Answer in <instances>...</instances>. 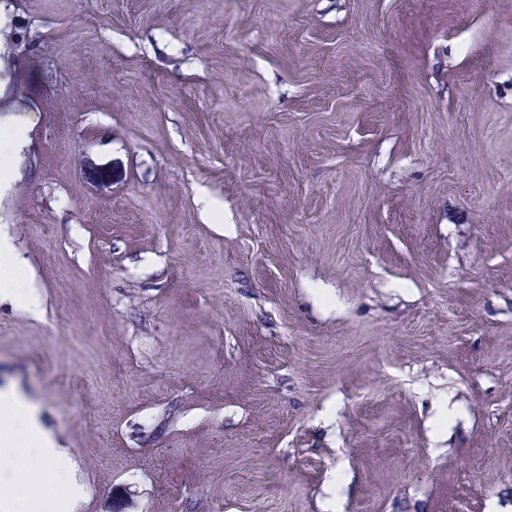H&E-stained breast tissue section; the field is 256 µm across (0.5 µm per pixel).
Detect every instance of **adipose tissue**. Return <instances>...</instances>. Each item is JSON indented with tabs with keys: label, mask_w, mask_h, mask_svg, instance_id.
Segmentation results:
<instances>
[{
	"label": "adipose tissue",
	"mask_w": 512,
	"mask_h": 512,
	"mask_svg": "<svg viewBox=\"0 0 512 512\" xmlns=\"http://www.w3.org/2000/svg\"><path fill=\"white\" fill-rule=\"evenodd\" d=\"M0 289L21 292L24 306L39 313L40 299L30 289L15 247L0 237ZM67 452L40 425L35 405L12 391H0V512H21L26 499L47 496L64 483L62 512H78L83 489L72 482Z\"/></svg>",
	"instance_id": "adipose-tissue-1"
}]
</instances>
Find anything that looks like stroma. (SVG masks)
Instances as JSON below:
<instances>
[{
  "mask_svg": "<svg viewBox=\"0 0 512 512\" xmlns=\"http://www.w3.org/2000/svg\"><path fill=\"white\" fill-rule=\"evenodd\" d=\"M18 125L79 512H512V0H0Z\"/></svg>",
  "mask_w": 512,
  "mask_h": 512,
  "instance_id": "35a3bbf8",
  "label": "stroma"
}]
</instances>
